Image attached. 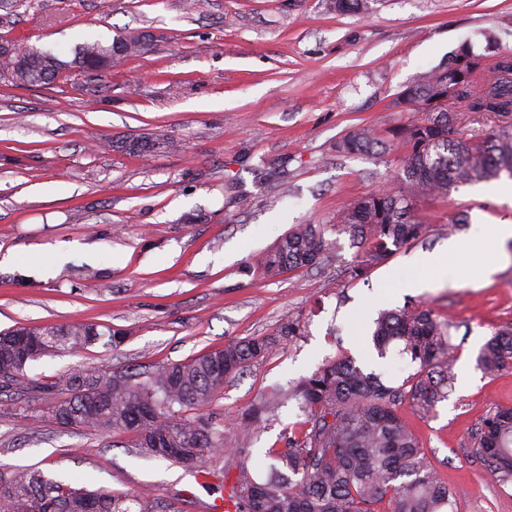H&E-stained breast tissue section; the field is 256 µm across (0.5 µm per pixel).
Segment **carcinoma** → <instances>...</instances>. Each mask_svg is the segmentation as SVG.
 <instances>
[{"instance_id": "carcinoma-1", "label": "carcinoma", "mask_w": 512, "mask_h": 512, "mask_svg": "<svg viewBox=\"0 0 512 512\" xmlns=\"http://www.w3.org/2000/svg\"><path fill=\"white\" fill-rule=\"evenodd\" d=\"M373 0H330L338 10L364 12ZM145 37L127 35L104 45L86 40L69 62L49 50L18 43L0 44V78L17 86L49 85L77 68L92 76L144 49ZM512 52L487 40L477 50L462 45L448 67L423 73L399 96L412 113L392 133L404 153L397 159L392 188L376 189L351 202L334 224H300L262 255L256 266L268 276L317 265L335 248L328 234H346L365 247V259L351 267L353 279L386 262L393 249L418 240L424 225L414 218L422 193L442 196L457 184L512 177ZM484 118L474 133L467 117ZM138 141L106 138L101 147L128 154L165 153L176 148L164 134L143 132ZM378 144L369 127L353 129L336 151L354 154ZM453 324L424 307L383 311L374 322L377 357L390 353L418 365L398 386L386 385L343 353L325 360L290 391L275 390L255 406L243 426L263 428L264 415L284 400L301 401L304 419L293 424L288 447L270 448L274 460L259 476L248 448L227 449L231 481L224 497L231 512H454L457 494L434 475L418 440L396 412L406 402L420 414L448 399L456 376ZM119 330L95 324L25 326L0 332V386L25 380L30 364L54 352L100 341L113 347ZM273 340L230 341L220 349L184 362L105 375L85 367L39 387L55 399L48 407L63 426L89 428L135 438L143 455L206 471L205 463L224 449V433L209 418H189L188 410L210 403L224 381L262 358ZM487 376L512 368V323L496 329L476 358ZM474 452L503 483L512 482V408L487 417L477 432ZM0 512H175L170 504L139 495L76 488L40 471L16 470L0 477Z\"/></svg>"}]
</instances>
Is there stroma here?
Masks as SVG:
<instances>
[{"label":"stroma","instance_id":"1","mask_svg":"<svg viewBox=\"0 0 512 512\" xmlns=\"http://www.w3.org/2000/svg\"><path fill=\"white\" fill-rule=\"evenodd\" d=\"M138 33L145 50L101 79L70 69L51 85L0 80V331L84 322L127 333L114 349L43 357L29 378L50 383L83 366L142 373L299 322L300 336L227 378L202 409L228 447L260 460L287 447L297 403L279 405L258 435L241 430L242 415L340 351L382 376L407 377L413 364L377 358L371 324L380 310L423 305L459 326L455 387L432 414L406 403L398 413L436 477L457 490V512H512V482L473 452L482 420L512 408V369L487 377L476 366L494 330L512 322V250H495L485 281L460 248L432 273L434 287L403 285L472 225H512L511 195L484 182L419 196L425 235L360 280L346 270L364 250L345 234L322 265L276 278L252 268L294 225L335 223L350 202L391 184L396 154L342 156L337 142L358 127L390 138L406 118L401 92L461 43L481 46L491 35L512 49V0H374L363 14L327 0H0V42L21 39L64 61L81 37L108 45ZM153 131L177 150L97 147ZM282 158L287 174L272 175ZM190 214L197 222L187 223ZM82 267L105 277L78 278ZM30 394L0 389V472L31 468L212 512L225 454L203 475L144 456L131 435L61 426Z\"/></svg>","mask_w":512,"mask_h":512}]
</instances>
